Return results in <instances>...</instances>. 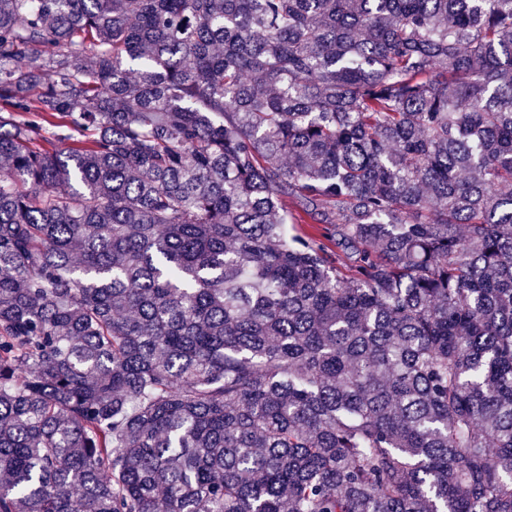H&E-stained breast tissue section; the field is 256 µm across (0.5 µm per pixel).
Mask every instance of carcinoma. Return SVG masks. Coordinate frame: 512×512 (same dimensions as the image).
<instances>
[{
    "instance_id": "obj_1",
    "label": "carcinoma",
    "mask_w": 512,
    "mask_h": 512,
    "mask_svg": "<svg viewBox=\"0 0 512 512\" xmlns=\"http://www.w3.org/2000/svg\"><path fill=\"white\" fill-rule=\"evenodd\" d=\"M0 512H512V0H0Z\"/></svg>"
}]
</instances>
